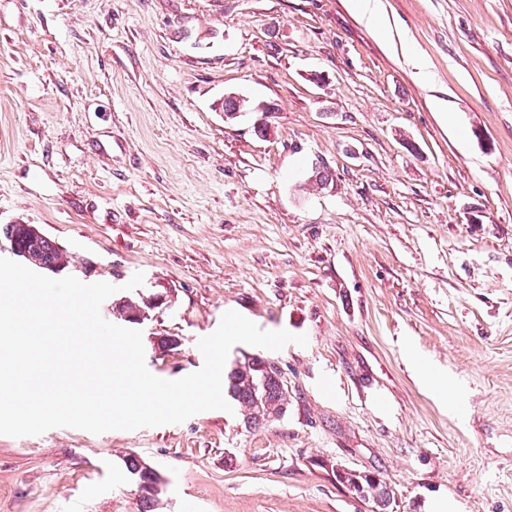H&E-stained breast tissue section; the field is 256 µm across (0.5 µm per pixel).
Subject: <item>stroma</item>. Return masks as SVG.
I'll return each instance as SVG.
<instances>
[{"instance_id": "stroma-1", "label": "stroma", "mask_w": 512, "mask_h": 512, "mask_svg": "<svg viewBox=\"0 0 512 512\" xmlns=\"http://www.w3.org/2000/svg\"><path fill=\"white\" fill-rule=\"evenodd\" d=\"M380 2L377 28L351 0H0V224L82 282L168 293L141 326L159 378L199 370L229 310L308 337L231 349L288 384L256 429L0 435V512H139L131 454L167 480L156 512H372L336 465L392 512H512V0ZM229 92L252 112L225 121ZM23 226V224H16L14 227L20 251L19 255L16 256L23 258L35 268L54 272L52 266L64 261L62 255L64 250L46 236L42 237L36 234L33 239L30 238L29 233L25 232L26 229ZM33 258L38 260L39 263L35 262ZM336 481L357 494L361 499L371 501L375 512H390L393 497L386 483L376 477L357 474L346 468H332Z\"/></svg>"}]
</instances>
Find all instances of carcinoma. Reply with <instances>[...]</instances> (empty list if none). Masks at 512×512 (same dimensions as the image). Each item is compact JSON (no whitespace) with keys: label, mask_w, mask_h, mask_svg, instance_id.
Wrapping results in <instances>:
<instances>
[{"label":"carcinoma","mask_w":512,"mask_h":512,"mask_svg":"<svg viewBox=\"0 0 512 512\" xmlns=\"http://www.w3.org/2000/svg\"><path fill=\"white\" fill-rule=\"evenodd\" d=\"M14 232L18 237L19 257L33 267L51 271L54 265L64 260L63 249L48 237L37 235L31 238L21 224L14 227ZM144 307L142 300L128 296L112 301V312L121 315L136 313ZM224 390L243 409V423L249 429L278 419L286 413L288 387L281 370L264 357L253 356L234 364L224 375ZM124 464L127 473L135 480L150 468V464L135 454L129 455ZM333 473L339 484L361 499L372 502L376 512H390L393 497L381 480L342 467L334 469ZM165 485V477L156 475L152 489L140 495L139 512H153Z\"/></svg>","instance_id":"obj_1"}]
</instances>
